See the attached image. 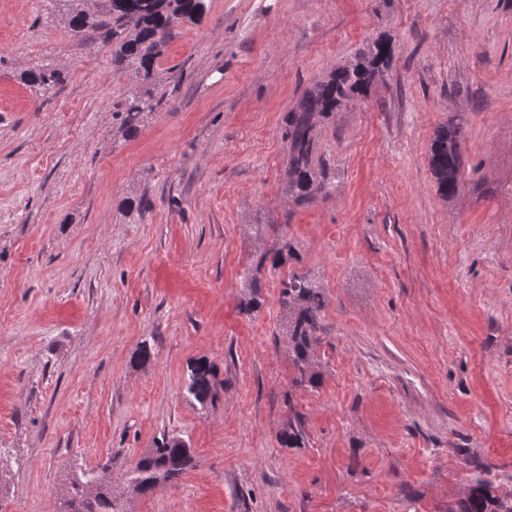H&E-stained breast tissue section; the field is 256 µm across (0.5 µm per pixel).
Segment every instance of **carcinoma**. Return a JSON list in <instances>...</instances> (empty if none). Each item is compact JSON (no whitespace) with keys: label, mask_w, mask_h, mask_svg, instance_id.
<instances>
[{"label":"carcinoma","mask_w":512,"mask_h":512,"mask_svg":"<svg viewBox=\"0 0 512 512\" xmlns=\"http://www.w3.org/2000/svg\"><path fill=\"white\" fill-rule=\"evenodd\" d=\"M48 2L61 4V16L75 38L90 46L112 47V65L143 82L155 78L159 59L174 29L199 21L206 10V0H95L91 8L85 5V0ZM390 58L389 43H367L354 61L333 69L286 113L287 193L294 204L302 205L332 194L335 172L330 160L320 153L316 127L342 106L366 95L375 78L387 69ZM21 80L36 97L45 98L55 92L62 76L57 69L39 66L24 71ZM152 108L139 98L126 99L122 103L123 124L132 127L142 112ZM430 166L444 197L461 189L460 127L447 125L437 131L430 148ZM293 258V250L284 241L262 245L255 251L243 274L249 298L241 304V312L249 315L261 306L257 274L266 264L277 267ZM279 303L285 316L283 336L287 340L288 359L295 369L294 381L315 388L320 383V374L311 371V366L324 330L325 290L311 272H291L282 281ZM217 376L212 362L203 357L194 360L188 366L186 397L201 406L213 403L217 397ZM279 441L285 448L304 445V431L298 421H288V426L279 432ZM116 464L117 459L110 458L91 476L73 483L65 512H126L114 489L101 485L112 475ZM196 465L197 458L185 441L164 437L137 461L128 483L144 495L160 485L176 484ZM448 512H512V491L503 493L492 482L477 479Z\"/></svg>","instance_id":"carcinoma-1"}]
</instances>
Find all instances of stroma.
Here are the masks:
<instances>
[{"mask_svg":"<svg viewBox=\"0 0 512 512\" xmlns=\"http://www.w3.org/2000/svg\"><path fill=\"white\" fill-rule=\"evenodd\" d=\"M380 39L388 69L318 128L335 194L293 204L286 112ZM37 65L63 74L45 101L20 79ZM135 96L158 105L131 131ZM447 122L464 182L445 199ZM259 219L326 288L318 388L279 334L286 270L240 311ZM200 357L205 407L184 395ZM292 413L301 448L278 440ZM164 437L200 464L129 512H448L476 478L512 490V0H209L149 83L0 0V512H56L111 456L122 485ZM430 166L441 194L448 198L462 187L463 136L455 125L441 127L430 148ZM217 368L207 359L200 357L188 366L185 380V395L201 406L212 404L217 397Z\"/></svg>","mask_w":512,"mask_h":512,"instance_id":"1","label":"stroma"}]
</instances>
